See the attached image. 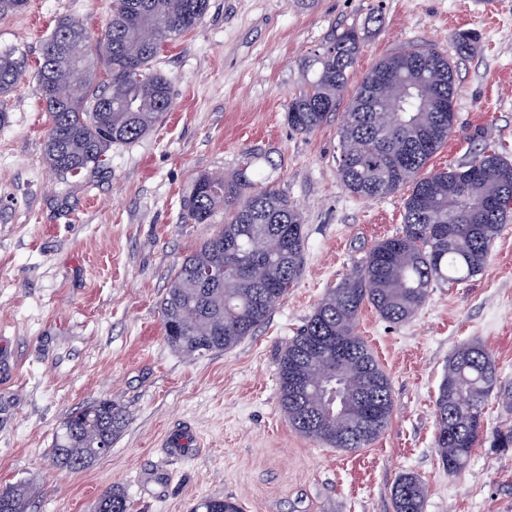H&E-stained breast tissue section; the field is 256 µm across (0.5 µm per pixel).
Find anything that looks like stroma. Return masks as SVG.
<instances>
[{
	"label": "stroma",
	"mask_w": 512,
	"mask_h": 512,
	"mask_svg": "<svg viewBox=\"0 0 512 512\" xmlns=\"http://www.w3.org/2000/svg\"><path fill=\"white\" fill-rule=\"evenodd\" d=\"M113 0H28L0 15V50L21 77L0 106V486L34 484L27 512H92L118 485L131 512H190L231 497L243 512H393L391 488L414 472L424 512H512V450L482 444L460 472L435 446L434 403L457 345L476 339L512 381V223L484 270L434 285L410 321L371 306L357 332L386 372L393 411L368 447L343 452L289 425L278 363L317 302L357 271L371 245L403 226L404 196L364 199L337 172L333 112L310 134L285 108L317 49L348 28L363 37L349 72L358 83L380 59L429 45L455 64L457 126L427 167L439 170L491 145L512 162V0H209L197 27L165 43L155 67L172 106L156 128L113 146L104 167L76 179L43 156L47 116L35 73L59 19L101 38ZM479 43L460 53L453 35ZM259 178L287 195L304 224L301 274L268 320L234 348L202 358L173 351L161 301L183 258L224 223L191 224L182 201L202 173L231 177L246 152ZM109 398L129 424L92 467L51 466L53 435L72 412ZM189 448L172 455L171 434Z\"/></svg>",
	"instance_id": "1"
}]
</instances>
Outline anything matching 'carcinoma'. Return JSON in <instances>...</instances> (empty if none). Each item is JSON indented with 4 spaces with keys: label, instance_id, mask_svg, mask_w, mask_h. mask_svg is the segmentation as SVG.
I'll list each match as a JSON object with an SVG mask.
<instances>
[{
    "label": "carcinoma",
    "instance_id": "1",
    "mask_svg": "<svg viewBox=\"0 0 512 512\" xmlns=\"http://www.w3.org/2000/svg\"><path fill=\"white\" fill-rule=\"evenodd\" d=\"M208 0H115L95 47L77 22L59 20L44 40L37 74L39 97L49 115L44 159L62 175L78 177L106 164L114 144L151 132L171 108V81L154 68L161 46L194 28ZM155 31L151 42L141 30ZM361 38L348 29L332 38L304 70L286 107L295 132L318 129L348 98V122L338 131V175L360 198L408 188L402 233L374 243L359 270L315 306L279 360L280 406L288 423L332 448L356 451L376 440L392 412L386 373L358 335L361 308L372 306L399 323L425 305L437 282H461L487 264L490 246L512 221V162L479 150L465 163L426 170L455 129L458 92L455 65L430 47H410L380 60L354 88L348 70ZM106 77H100L97 60ZM19 62L0 53V97L14 89ZM383 86V112L359 98L375 80ZM260 160L245 154L228 179L202 173L183 200L187 219L208 224L224 209L221 230L208 237L175 271L161 302L163 337L174 351L204 357L230 349L252 335L297 281L303 266L304 225L288 197L252 179ZM216 276L203 280L200 270ZM494 396L512 409V383L478 341L460 344L448 360L435 399L440 462L450 474L464 469L473 448L488 442L512 448V426L486 433L483 409ZM129 423L104 398L72 413L49 449L61 470L91 467ZM32 486L0 487V512H26ZM394 512H423L425 487L411 472L392 489ZM94 512H130L125 490L113 486ZM192 512H242L231 497L200 500Z\"/></svg>",
    "mask_w": 512,
    "mask_h": 512
}]
</instances>
